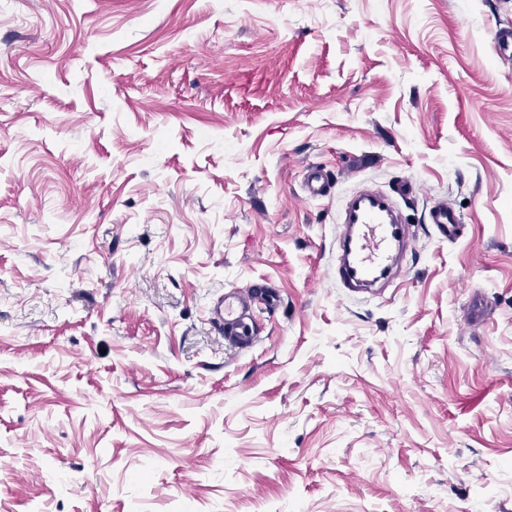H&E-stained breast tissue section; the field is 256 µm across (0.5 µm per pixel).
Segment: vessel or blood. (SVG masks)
I'll return each instance as SVG.
<instances>
[{"label":"vessel or blood","mask_w":512,"mask_h":512,"mask_svg":"<svg viewBox=\"0 0 512 512\" xmlns=\"http://www.w3.org/2000/svg\"><path fill=\"white\" fill-rule=\"evenodd\" d=\"M429 217L442 238H457L460 218L447 205L433 206ZM338 243L342 254L336 263V282L359 291L385 283L396 268L399 250L408 249L411 238L393 199L382 191L365 189L347 201ZM274 303L272 292L264 285L225 291L211 314L227 347L239 353L252 348L256 340L253 313Z\"/></svg>","instance_id":"1"}]
</instances>
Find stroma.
<instances>
[{"instance_id":"obj_1","label":"stroma","mask_w":512,"mask_h":512,"mask_svg":"<svg viewBox=\"0 0 512 512\" xmlns=\"http://www.w3.org/2000/svg\"><path fill=\"white\" fill-rule=\"evenodd\" d=\"M505 27L512 0H0V512H512ZM368 186L412 237L374 295L336 285ZM258 283L281 304L232 352L210 309ZM430 222L434 224L439 235L448 240L458 237L460 218L446 204L435 205L429 212Z\"/></svg>"}]
</instances>
